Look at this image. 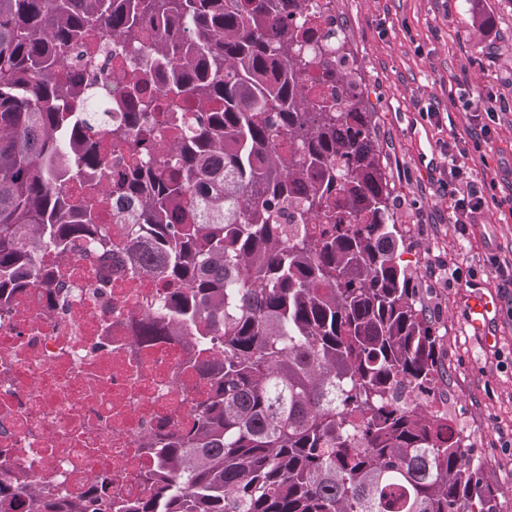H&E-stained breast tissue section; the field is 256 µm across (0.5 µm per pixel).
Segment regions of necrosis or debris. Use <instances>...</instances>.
<instances>
[{
    "instance_id": "obj_1",
    "label": "necrosis or debris",
    "mask_w": 512,
    "mask_h": 512,
    "mask_svg": "<svg viewBox=\"0 0 512 512\" xmlns=\"http://www.w3.org/2000/svg\"><path fill=\"white\" fill-rule=\"evenodd\" d=\"M57 262L38 252L19 275L24 289L0 293V478L61 500L145 496L160 460L144 448L189 423L220 346L201 347L195 322L141 343L142 317L167 321L171 290L124 249L91 253L75 242L65 259L74 276L32 287Z\"/></svg>"
}]
</instances>
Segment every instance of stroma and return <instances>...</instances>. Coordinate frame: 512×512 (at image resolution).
Masks as SVG:
<instances>
[{
  "instance_id": "stroma-1",
  "label": "stroma",
  "mask_w": 512,
  "mask_h": 512,
  "mask_svg": "<svg viewBox=\"0 0 512 512\" xmlns=\"http://www.w3.org/2000/svg\"><path fill=\"white\" fill-rule=\"evenodd\" d=\"M350 62L376 114L377 138L396 216L411 231L407 255L421 303L439 333L449 376L441 397L501 491L512 493V284L484 268L486 254L512 260V0H333ZM491 17L473 27L474 14ZM500 113L493 143L473 152L475 180L494 200L470 239L456 238L440 199L439 144L464 133L480 95ZM443 121L423 117L428 104ZM494 297V343L468 323L473 290Z\"/></svg>"
}]
</instances>
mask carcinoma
Here are the masks:
<instances>
[{
    "label": "carcinoma",
    "instance_id": "obj_1",
    "mask_svg": "<svg viewBox=\"0 0 512 512\" xmlns=\"http://www.w3.org/2000/svg\"><path fill=\"white\" fill-rule=\"evenodd\" d=\"M299 3L0 0V287L43 243L111 245L96 220L123 198L131 261L224 337L191 426L152 449L169 466L150 495L56 502L0 481V512H498L464 430L397 393L436 391L437 336L345 38L322 37L328 4L299 19ZM149 27L192 36L141 46L106 120L105 65ZM190 98L158 157L160 113ZM103 142L128 149L114 181ZM95 169L76 223L67 185Z\"/></svg>",
    "mask_w": 512,
    "mask_h": 512
}]
</instances>
